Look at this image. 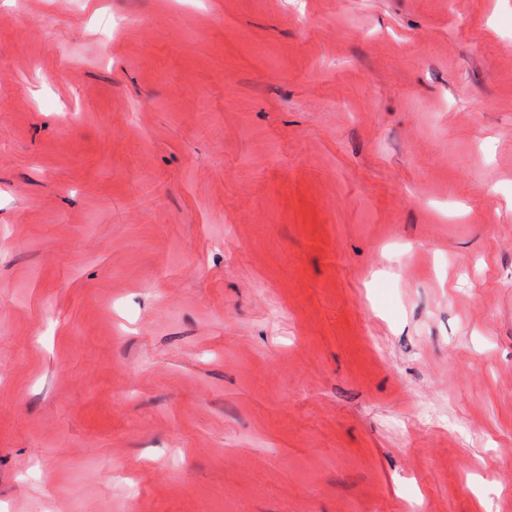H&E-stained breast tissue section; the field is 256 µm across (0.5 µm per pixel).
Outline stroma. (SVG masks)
<instances>
[{
    "mask_svg": "<svg viewBox=\"0 0 512 512\" xmlns=\"http://www.w3.org/2000/svg\"><path fill=\"white\" fill-rule=\"evenodd\" d=\"M0 512H512V0H0Z\"/></svg>",
    "mask_w": 512,
    "mask_h": 512,
    "instance_id": "35a3bbf8",
    "label": "stroma"
}]
</instances>
